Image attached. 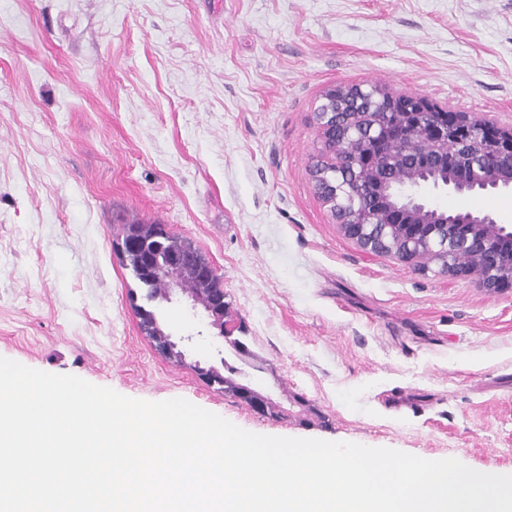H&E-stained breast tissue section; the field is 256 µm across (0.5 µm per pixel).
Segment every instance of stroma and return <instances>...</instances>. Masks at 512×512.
Returning <instances> with one entry per match:
<instances>
[{"label": "stroma", "mask_w": 512, "mask_h": 512, "mask_svg": "<svg viewBox=\"0 0 512 512\" xmlns=\"http://www.w3.org/2000/svg\"><path fill=\"white\" fill-rule=\"evenodd\" d=\"M353 84L512 128V0H0V357L261 435L512 470V292L364 250L313 189L321 95ZM421 193L512 225V189ZM130 224L221 278L224 329L164 309L184 362L140 329ZM224 362L281 416L193 369Z\"/></svg>", "instance_id": "stroma-1"}]
</instances>
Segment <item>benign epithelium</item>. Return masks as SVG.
<instances>
[{
	"instance_id": "7a95c632",
	"label": "benign epithelium",
	"mask_w": 512,
	"mask_h": 512,
	"mask_svg": "<svg viewBox=\"0 0 512 512\" xmlns=\"http://www.w3.org/2000/svg\"><path fill=\"white\" fill-rule=\"evenodd\" d=\"M380 93L371 86H333L322 94L317 120L323 140L320 153L312 158L310 176L317 193L332 217L340 224L344 234L371 252H393L396 246L383 233L371 227L377 223L376 215L390 212L391 195L375 196L371 206L354 201L345 204L339 199V187L324 177L322 163L336 154V125L342 119L345 101H359ZM404 107L385 112L360 138L372 144L373 156L391 155L394 147L402 148L411 181L404 183L405 204L394 210L397 223L433 224L438 234L439 247L445 265L442 271L451 276L474 275L482 288L493 293L512 291V227L501 224L490 214L456 210L452 213L430 205L419 188L431 185L464 194L489 189L512 188V129H503L484 123L468 112H459L449 122H436L431 118L433 102L419 94L393 96ZM471 141L482 143L486 152L494 155L498 166L488 169L462 151ZM153 264L162 268L168 282L165 302L170 304L184 295L182 261L169 256L154 255ZM238 394L254 400L255 411L263 412L270 397L249 382L239 385Z\"/></svg>"
}]
</instances>
